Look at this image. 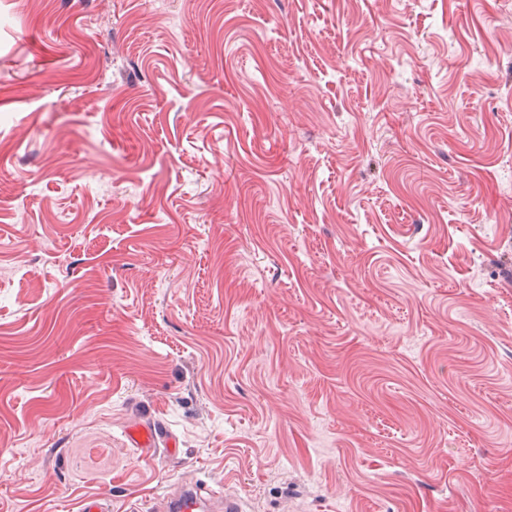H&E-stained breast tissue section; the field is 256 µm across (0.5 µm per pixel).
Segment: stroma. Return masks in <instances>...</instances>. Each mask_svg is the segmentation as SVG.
<instances>
[{"label": "stroma", "mask_w": 512, "mask_h": 512, "mask_svg": "<svg viewBox=\"0 0 512 512\" xmlns=\"http://www.w3.org/2000/svg\"><path fill=\"white\" fill-rule=\"evenodd\" d=\"M189 481L512 512V0H0V512ZM166 430L157 424H138L128 427L126 431L127 438L132 448H137L141 455H152L159 452V442L161 436H165Z\"/></svg>", "instance_id": "obj_1"}]
</instances>
